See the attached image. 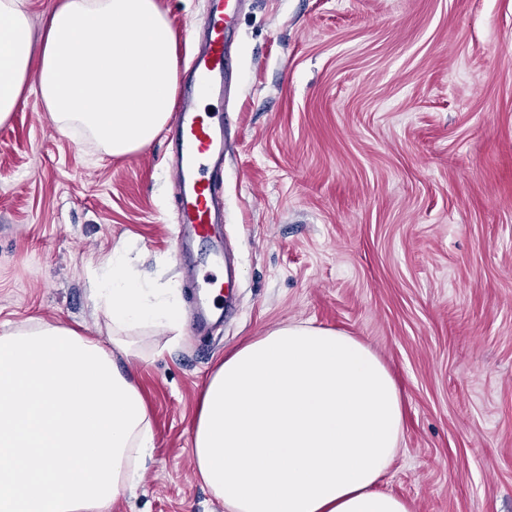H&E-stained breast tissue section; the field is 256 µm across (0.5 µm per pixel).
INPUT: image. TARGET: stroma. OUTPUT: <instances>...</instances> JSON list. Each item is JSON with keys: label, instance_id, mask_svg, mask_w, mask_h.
Segmentation results:
<instances>
[{"label": "stroma", "instance_id": "stroma-1", "mask_svg": "<svg viewBox=\"0 0 512 512\" xmlns=\"http://www.w3.org/2000/svg\"><path fill=\"white\" fill-rule=\"evenodd\" d=\"M187 63L207 0H159ZM239 116L215 240L175 257L168 131L104 155L30 94L0 125V330L108 340L88 266L126 244L190 307L216 241L235 307L209 333L142 334L131 372L155 448L112 512H224L193 476L203 383L245 339L309 321L367 341L402 393L381 490L410 512H512V0H247Z\"/></svg>", "mask_w": 512, "mask_h": 512}]
</instances>
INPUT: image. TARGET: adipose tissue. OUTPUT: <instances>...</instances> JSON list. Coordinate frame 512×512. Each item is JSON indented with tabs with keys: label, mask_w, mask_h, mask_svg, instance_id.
<instances>
[{
	"label": "adipose tissue",
	"mask_w": 512,
	"mask_h": 512,
	"mask_svg": "<svg viewBox=\"0 0 512 512\" xmlns=\"http://www.w3.org/2000/svg\"><path fill=\"white\" fill-rule=\"evenodd\" d=\"M176 90L158 0H54L38 32L25 0H0V125L35 91L58 131L124 156L167 125ZM88 285L108 343L40 321L0 331V512H112L151 457L128 365L139 333L179 329V296L141 277L123 244ZM403 434L400 392L370 346L287 323L242 342L204 383L193 472L224 512H410L379 488Z\"/></svg>",
	"instance_id": "adipose-tissue-1"
}]
</instances>
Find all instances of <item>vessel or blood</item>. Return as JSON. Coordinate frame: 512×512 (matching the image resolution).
I'll return each instance as SVG.
<instances>
[{"label":"vessel or blood","mask_w":512,"mask_h":512,"mask_svg":"<svg viewBox=\"0 0 512 512\" xmlns=\"http://www.w3.org/2000/svg\"><path fill=\"white\" fill-rule=\"evenodd\" d=\"M242 2L208 0L201 19L204 41L190 63L189 89L174 111L172 178L178 189L180 254L187 252L192 239L210 236L213 225L224 221L220 192L231 120L227 113L205 110L204 104L223 100L230 89V33Z\"/></svg>","instance_id":"b4317fda"}]
</instances>
